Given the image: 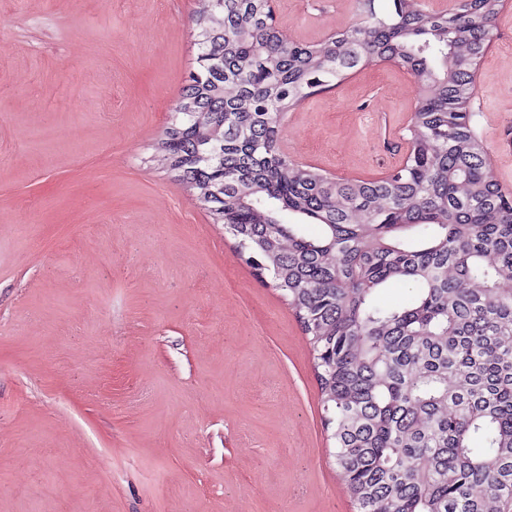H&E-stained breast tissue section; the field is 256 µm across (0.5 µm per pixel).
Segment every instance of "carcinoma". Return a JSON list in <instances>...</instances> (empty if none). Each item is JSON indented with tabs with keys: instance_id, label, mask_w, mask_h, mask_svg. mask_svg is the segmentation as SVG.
Returning <instances> with one entry per match:
<instances>
[{
	"instance_id": "obj_1",
	"label": "carcinoma",
	"mask_w": 512,
	"mask_h": 512,
	"mask_svg": "<svg viewBox=\"0 0 512 512\" xmlns=\"http://www.w3.org/2000/svg\"><path fill=\"white\" fill-rule=\"evenodd\" d=\"M392 2L304 44L269 0H199L158 150L295 311L357 512H512V199L459 111L500 0ZM380 61L419 90L403 165L351 181L277 152L278 114ZM398 282L414 295L380 304Z\"/></svg>"
}]
</instances>
